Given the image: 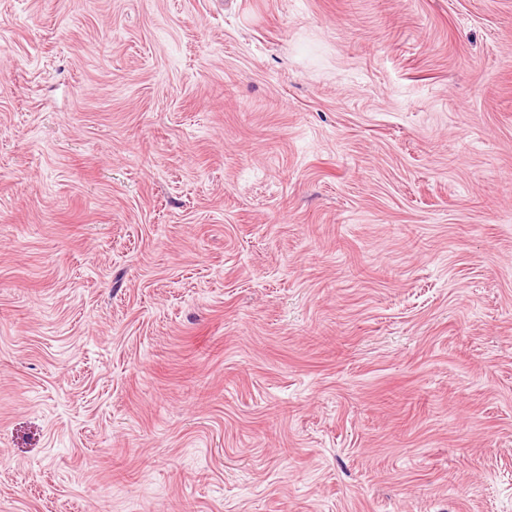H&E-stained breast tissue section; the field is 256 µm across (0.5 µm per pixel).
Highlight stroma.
<instances>
[{
	"mask_svg": "<svg viewBox=\"0 0 512 512\" xmlns=\"http://www.w3.org/2000/svg\"><path fill=\"white\" fill-rule=\"evenodd\" d=\"M0 512H512V0H0Z\"/></svg>",
	"mask_w": 512,
	"mask_h": 512,
	"instance_id": "obj_1",
	"label": "stroma"
}]
</instances>
